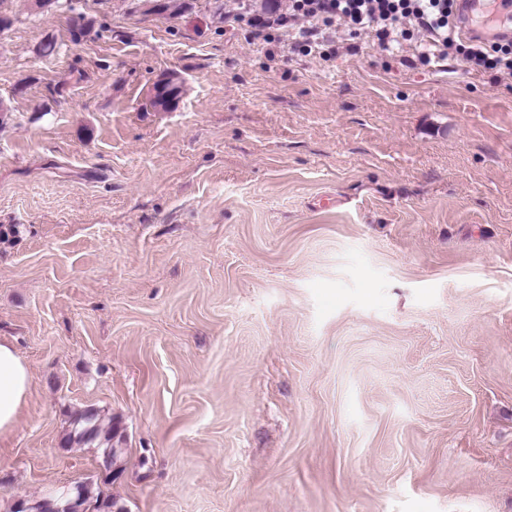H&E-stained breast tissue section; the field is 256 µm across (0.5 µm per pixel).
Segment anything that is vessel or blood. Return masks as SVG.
<instances>
[{
	"mask_svg": "<svg viewBox=\"0 0 512 512\" xmlns=\"http://www.w3.org/2000/svg\"><path fill=\"white\" fill-rule=\"evenodd\" d=\"M457 24L469 37L512 40V0H457Z\"/></svg>",
	"mask_w": 512,
	"mask_h": 512,
	"instance_id": "vessel-or-blood-1",
	"label": "vessel or blood"
}]
</instances>
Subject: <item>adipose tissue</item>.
I'll return each mask as SVG.
<instances>
[{"label": "adipose tissue", "mask_w": 512, "mask_h": 512, "mask_svg": "<svg viewBox=\"0 0 512 512\" xmlns=\"http://www.w3.org/2000/svg\"><path fill=\"white\" fill-rule=\"evenodd\" d=\"M31 387L25 359L9 342L0 340V436L11 433Z\"/></svg>", "instance_id": "obj_1"}]
</instances>
